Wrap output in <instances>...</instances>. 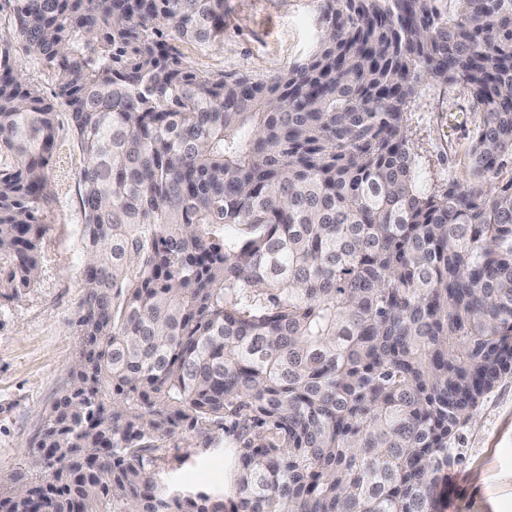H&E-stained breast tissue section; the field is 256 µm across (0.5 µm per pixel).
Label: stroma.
Returning <instances> with one entry per match:
<instances>
[{
  "instance_id": "1",
  "label": "stroma",
  "mask_w": 512,
  "mask_h": 512,
  "mask_svg": "<svg viewBox=\"0 0 512 512\" xmlns=\"http://www.w3.org/2000/svg\"><path fill=\"white\" fill-rule=\"evenodd\" d=\"M323 22L316 0H225L224 32L208 47L182 45L199 72L267 80L304 62ZM482 118L468 91L421 79L407 128L423 190L468 173L467 153ZM83 154L61 131L50 170L49 231L38 282L0 301V486L36 477L34 444L43 417L70 384L81 338L75 326L82 295L84 217L77 173ZM184 455L173 477L184 486L228 484L227 463L203 450L196 433L169 440ZM461 462L445 479L443 512H512V377L486 395L451 442Z\"/></svg>"
}]
</instances>
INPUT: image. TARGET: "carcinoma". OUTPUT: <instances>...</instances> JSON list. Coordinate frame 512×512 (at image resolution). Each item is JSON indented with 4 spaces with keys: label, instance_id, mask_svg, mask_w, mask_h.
<instances>
[{
    "label": "carcinoma",
    "instance_id": "carcinoma-1",
    "mask_svg": "<svg viewBox=\"0 0 512 512\" xmlns=\"http://www.w3.org/2000/svg\"><path fill=\"white\" fill-rule=\"evenodd\" d=\"M84 155L82 342L43 473L0 512H437L450 441L512 375V0H317L303 63L199 74L224 0H3ZM483 113L417 183L415 84ZM58 113L0 42V298L40 277ZM219 427L238 447L207 435ZM204 434L224 487L163 477Z\"/></svg>",
    "mask_w": 512,
    "mask_h": 512
}]
</instances>
